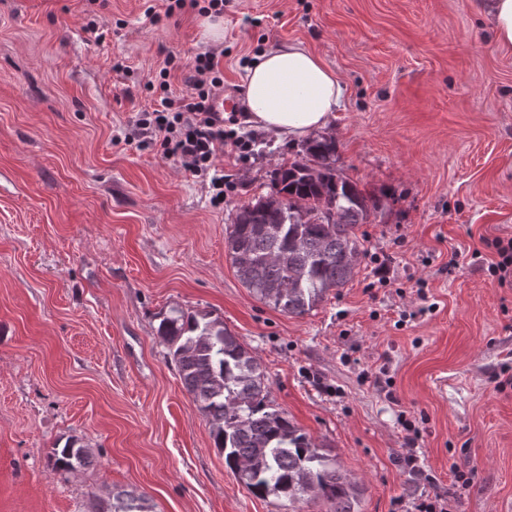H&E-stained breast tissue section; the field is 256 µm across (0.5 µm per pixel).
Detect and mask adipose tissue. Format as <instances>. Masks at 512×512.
<instances>
[{
    "mask_svg": "<svg viewBox=\"0 0 512 512\" xmlns=\"http://www.w3.org/2000/svg\"><path fill=\"white\" fill-rule=\"evenodd\" d=\"M343 96L336 72L303 43L272 45L247 70L246 121L298 141L326 128Z\"/></svg>",
    "mask_w": 512,
    "mask_h": 512,
    "instance_id": "ef3b65f1",
    "label": "adipose tissue"
}]
</instances>
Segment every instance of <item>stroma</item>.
<instances>
[{
	"label": "stroma",
	"mask_w": 512,
	"mask_h": 512,
	"mask_svg": "<svg viewBox=\"0 0 512 512\" xmlns=\"http://www.w3.org/2000/svg\"><path fill=\"white\" fill-rule=\"evenodd\" d=\"M163 9L0 0V512H91L90 494L121 491L150 512H289L215 448L158 336L174 306L238 337L274 405L359 488L360 512L434 496L512 512V385H497L512 376V288L486 271L487 241L512 238V50L478 0H225L215 43L197 11ZM288 42L338 73L322 134L339 172L381 200L358 227L368 256L353 280L302 316L256 299L224 238L304 142L236 124L253 150L224 156L238 185L214 208L176 160L118 141L166 55L178 95L182 66L221 52L241 99L256 56ZM69 440L91 465L51 470Z\"/></svg>",
	"instance_id": "1"
}]
</instances>
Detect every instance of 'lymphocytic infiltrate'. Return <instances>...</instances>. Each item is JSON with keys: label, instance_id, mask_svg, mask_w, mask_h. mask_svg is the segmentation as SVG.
Returning a JSON list of instances; mask_svg holds the SVG:
<instances>
[{"label": "lymphocytic infiltrate", "instance_id": "1", "mask_svg": "<svg viewBox=\"0 0 512 512\" xmlns=\"http://www.w3.org/2000/svg\"><path fill=\"white\" fill-rule=\"evenodd\" d=\"M176 67L174 56H166L155 79L160 90L136 114L123 137L125 145H158L165 157L176 158L186 175L209 180L211 203L220 206L224 192L234 180L218 160L224 152L247 153L252 143L224 127V107L211 89L223 85L224 72L218 56L210 51L197 54L184 78L186 90L173 96L169 78Z\"/></svg>", "mask_w": 512, "mask_h": 512}]
</instances>
